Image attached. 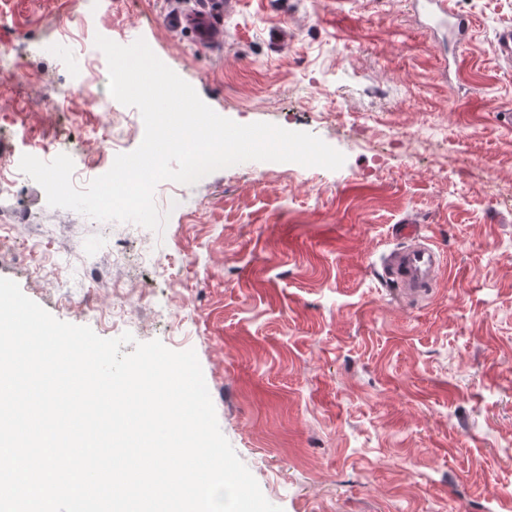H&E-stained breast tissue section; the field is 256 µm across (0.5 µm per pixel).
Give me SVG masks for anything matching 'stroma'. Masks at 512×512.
I'll return each instance as SVG.
<instances>
[{"mask_svg":"<svg viewBox=\"0 0 512 512\" xmlns=\"http://www.w3.org/2000/svg\"><path fill=\"white\" fill-rule=\"evenodd\" d=\"M216 47L167 25L170 0H0V167L65 145L83 183L105 174L108 66L27 38L148 42L219 115L316 135L337 170L246 161L176 185L156 232L52 208L25 180L0 277L57 319L194 350L220 429L283 512H506L512 491V66L495 37L512 0H452L473 22L430 34L410 0H212ZM68 111H59V94ZM396 146H388L389 137ZM412 218L447 256L428 298L381 280ZM120 247L130 265L94 276ZM150 297L112 319V280Z\"/></svg>","mask_w":512,"mask_h":512,"instance_id":"35a3bbf8","label":"stroma"}]
</instances>
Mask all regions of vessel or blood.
<instances>
[{
	"mask_svg": "<svg viewBox=\"0 0 512 512\" xmlns=\"http://www.w3.org/2000/svg\"><path fill=\"white\" fill-rule=\"evenodd\" d=\"M414 9L432 29L445 28L458 39H465L469 30L466 19L455 14L450 0H413ZM175 28L191 31L200 46L218 44L224 40V28L218 24L210 8L187 6L168 16ZM392 235L400 240V247L386 253L382 259L383 274L390 287L403 296H427L435 283L440 258L412 221L394 225Z\"/></svg>",
	"mask_w": 512,
	"mask_h": 512,
	"instance_id": "b4317fda",
	"label": "vessel or blood"
}]
</instances>
